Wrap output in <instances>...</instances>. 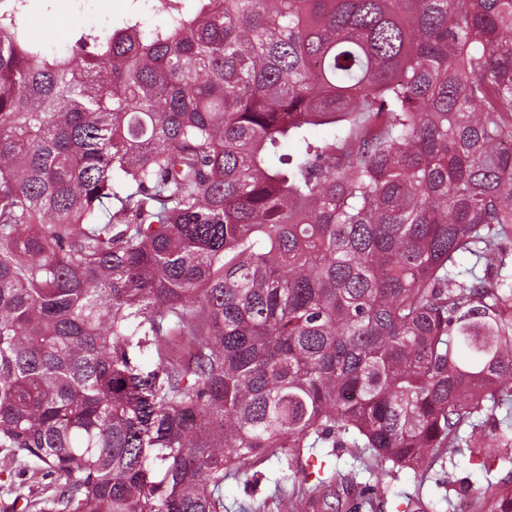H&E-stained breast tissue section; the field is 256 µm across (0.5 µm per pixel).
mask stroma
<instances>
[{"label": "stroma", "mask_w": 512, "mask_h": 512, "mask_svg": "<svg viewBox=\"0 0 512 512\" xmlns=\"http://www.w3.org/2000/svg\"><path fill=\"white\" fill-rule=\"evenodd\" d=\"M27 12L34 17L30 38L50 52L66 50L82 32L109 29L128 18L147 31L167 20L158 0H28ZM356 454L353 448H318L301 456L302 464L325 465L324 476L332 483L330 503H323L311 488L294 489L283 477L286 464L271 459L225 476L224 512H393L406 495L436 500L440 512H446L449 481L473 488L486 484L478 466L462 455L446 471L424 478L408 470L376 478ZM35 467V461H14L0 450V512H27L29 476Z\"/></svg>", "instance_id": "35a3bbf8"}]
</instances>
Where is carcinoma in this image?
<instances>
[{
    "label": "carcinoma",
    "mask_w": 512,
    "mask_h": 512,
    "mask_svg": "<svg viewBox=\"0 0 512 512\" xmlns=\"http://www.w3.org/2000/svg\"><path fill=\"white\" fill-rule=\"evenodd\" d=\"M11 2L0 448L53 491L28 509L224 512V473L300 448L423 477L464 444L512 482V0H161L65 55Z\"/></svg>",
    "instance_id": "carcinoma-1"
}]
</instances>
